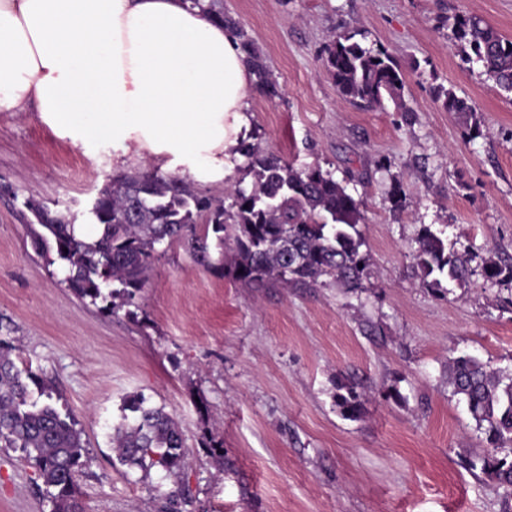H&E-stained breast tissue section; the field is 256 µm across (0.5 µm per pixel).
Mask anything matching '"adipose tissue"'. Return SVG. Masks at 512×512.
<instances>
[{
  "label": "adipose tissue",
  "instance_id": "obj_1",
  "mask_svg": "<svg viewBox=\"0 0 512 512\" xmlns=\"http://www.w3.org/2000/svg\"><path fill=\"white\" fill-rule=\"evenodd\" d=\"M255 76L236 33L189 0H0V111L131 142L223 181Z\"/></svg>",
  "mask_w": 512,
  "mask_h": 512
}]
</instances>
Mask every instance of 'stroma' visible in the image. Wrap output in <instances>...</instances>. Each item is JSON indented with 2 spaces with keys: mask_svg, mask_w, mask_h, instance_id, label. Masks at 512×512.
Returning <instances> with one entry per match:
<instances>
[{
  "mask_svg": "<svg viewBox=\"0 0 512 512\" xmlns=\"http://www.w3.org/2000/svg\"><path fill=\"white\" fill-rule=\"evenodd\" d=\"M260 50L280 93L249 89L248 135L298 167L347 182L362 203L370 278L245 288L180 247L152 266L133 314L81 301L31 247L26 198L82 211L113 174L159 159L109 140L81 142L34 108L0 112V336L72 415L93 461L79 479L86 512H157L172 488L122 466L113 426L127 396L178 421L194 512H512L497 483L465 464L487 443L448 386L464 354L512 371V284L482 275L512 263V97L463 63L446 23L475 14L512 38V0H223ZM364 31L400 64L407 111L342 98L326 43ZM453 90L479 132L434 97ZM403 181L392 212L387 193ZM471 259L464 282L423 283V227ZM366 397L358 419L337 382ZM224 448V465L210 458ZM0 512H51L33 460L0 447Z\"/></svg>",
  "mask_w": 512,
  "mask_h": 512,
  "instance_id": "35a3bbf8",
  "label": "stroma"
}]
</instances>
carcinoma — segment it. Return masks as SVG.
I'll return each instance as SVG.
<instances>
[{
    "instance_id": "cac0c4a2",
    "label": "carcinoma",
    "mask_w": 512,
    "mask_h": 512,
    "mask_svg": "<svg viewBox=\"0 0 512 512\" xmlns=\"http://www.w3.org/2000/svg\"><path fill=\"white\" fill-rule=\"evenodd\" d=\"M192 5L236 31L254 70L255 87L270 97L278 95L264 58L244 28L224 13L223 0H192ZM450 28L466 62L480 65L499 90L512 94V39L467 14L453 16ZM323 64L338 93L350 102L364 108L390 102L398 112L410 111L399 65L365 34L347 32L331 40ZM435 95L446 111L472 118L478 128L475 109L466 99L442 85ZM238 152L247 159L254 185L236 188L228 205L158 168L113 177L80 215L53 211L28 198L24 207L33 216L32 246L48 264H59L63 283L79 299L111 314L136 305L154 261L175 245L204 268L247 288L269 282L313 286L329 278L350 291L364 289L369 262L361 251L362 201L319 166L296 168L248 140ZM405 196L402 181H393L390 210L399 211ZM81 217L97 226V238L77 237ZM414 259L431 285L440 284L442 276L463 282L471 274L470 258L448 247L429 227L416 240ZM482 272L491 282L512 283V266L489 260ZM13 351L0 338V444L35 462L52 512H84L77 477L91 458L82 430L71 415L53 406V389L31 368L17 365ZM448 386L488 444L483 453L469 457V469L480 470L512 498V458L498 456L499 449L512 447V374L505 376L478 357L463 355L448 361ZM336 405L355 418L363 408L362 395L356 387L340 384ZM124 410L127 414L112 432L117 459L145 477L154 467L164 469L174 488L165 495L162 512H191L193 501L181 479L186 445L178 423L163 408L146 405L140 395L128 397Z\"/></svg>"
}]
</instances>
